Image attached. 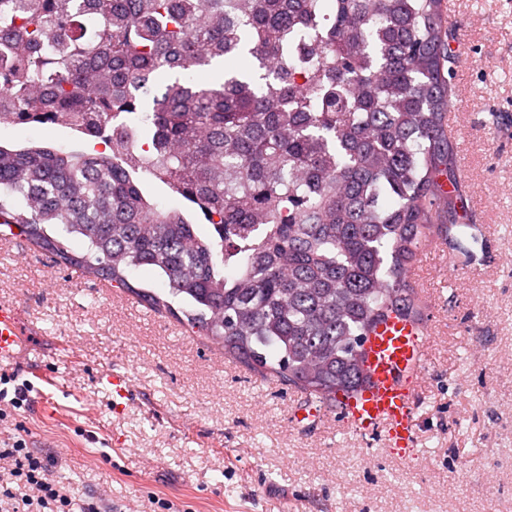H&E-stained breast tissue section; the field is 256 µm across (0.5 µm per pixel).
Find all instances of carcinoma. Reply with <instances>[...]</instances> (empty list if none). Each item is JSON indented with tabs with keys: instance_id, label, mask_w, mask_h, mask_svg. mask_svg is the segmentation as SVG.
<instances>
[{
	"instance_id": "obj_1",
	"label": "carcinoma",
	"mask_w": 512,
	"mask_h": 512,
	"mask_svg": "<svg viewBox=\"0 0 512 512\" xmlns=\"http://www.w3.org/2000/svg\"><path fill=\"white\" fill-rule=\"evenodd\" d=\"M442 13L443 0H0V121L81 133L74 113L91 112L104 145L0 143V226L334 405L367 382L372 327L419 318L422 244L461 226ZM220 62L224 81L193 79ZM148 177L208 228L160 206ZM438 197L446 224L431 223ZM137 270L167 296L134 285Z\"/></svg>"
}]
</instances>
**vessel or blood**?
Segmentation results:
<instances>
[{
    "instance_id": "obj_1",
    "label": "vessel or blood",
    "mask_w": 512,
    "mask_h": 512,
    "mask_svg": "<svg viewBox=\"0 0 512 512\" xmlns=\"http://www.w3.org/2000/svg\"><path fill=\"white\" fill-rule=\"evenodd\" d=\"M431 334L429 324L397 315L378 322L361 348L368 381L357 393L340 399L337 417L357 433L384 434L395 447L412 444ZM23 336L16 308L0 304V361L14 359Z\"/></svg>"
}]
</instances>
